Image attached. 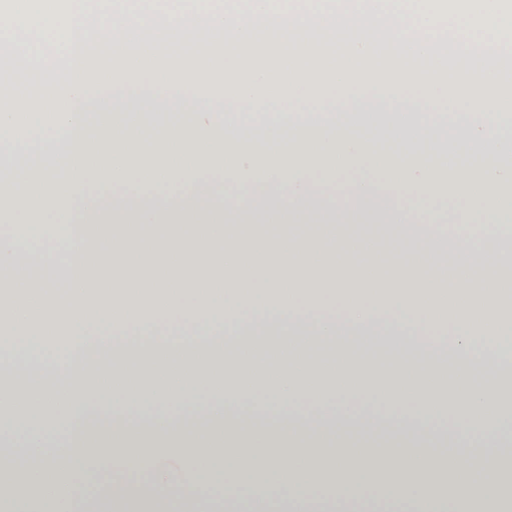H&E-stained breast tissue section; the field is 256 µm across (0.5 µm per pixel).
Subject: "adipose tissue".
Masks as SVG:
<instances>
[{"label": "adipose tissue", "instance_id": "1", "mask_svg": "<svg viewBox=\"0 0 512 512\" xmlns=\"http://www.w3.org/2000/svg\"><path fill=\"white\" fill-rule=\"evenodd\" d=\"M283 62L0 69V207L52 219L0 232V487L39 489L11 512H204L210 482L211 512H353L444 478L486 490L462 512H512L506 79L296 55L269 94ZM368 337L395 357L361 365ZM363 394L410 409L349 412Z\"/></svg>", "mask_w": 512, "mask_h": 512}]
</instances>
